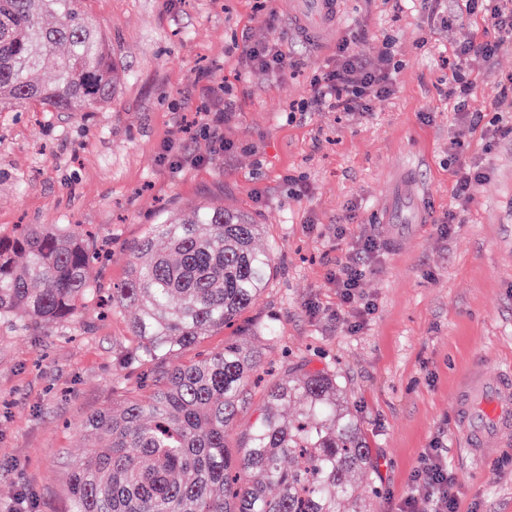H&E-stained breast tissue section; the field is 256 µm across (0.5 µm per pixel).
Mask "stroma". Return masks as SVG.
<instances>
[{
    "mask_svg": "<svg viewBox=\"0 0 512 512\" xmlns=\"http://www.w3.org/2000/svg\"><path fill=\"white\" fill-rule=\"evenodd\" d=\"M112 45L121 80L99 112H0V235L18 224H79L107 241L90 278L123 282L128 246L169 212L201 201L262 224L275 262L258 305L176 363L236 341L263 362L251 406L225 433L229 451L265 387L298 363L336 374L375 461L373 512L422 499L412 477L427 448H443L460 512H512V430L471 469L456 447L455 398L479 361L512 362V138L461 122L448 98L454 47L482 35L483 14L448 31L417 0H341L334 40L295 32L288 0H86ZM277 10L268 28L264 15ZM366 57L392 42L401 63L390 95L367 112L299 111L336 43ZM277 41L295 64L250 67L244 42ZM468 109L512 124V44L494 67L466 71ZM231 98L225 151L199 132ZM187 156L172 169V153ZM202 164H192L195 156ZM487 172L471 200L453 196L459 166ZM454 226H447V218ZM379 248L346 305L332 278L364 239ZM129 311L80 304L73 322L19 333L0 325V512H68V474L92 449L85 420L140 388ZM272 326L276 337H261Z\"/></svg>",
    "mask_w": 512,
    "mask_h": 512,
    "instance_id": "35a3bbf8",
    "label": "stroma"
}]
</instances>
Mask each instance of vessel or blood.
Here are the masks:
<instances>
[{"mask_svg": "<svg viewBox=\"0 0 512 512\" xmlns=\"http://www.w3.org/2000/svg\"><path fill=\"white\" fill-rule=\"evenodd\" d=\"M296 32L314 44L329 39L338 22V0H292ZM456 444L473 459H481L491 438L512 430V363L487 373L471 369L456 399Z\"/></svg>", "mask_w": 512, "mask_h": 512, "instance_id": "obj_1", "label": "vessel or blood"}]
</instances>
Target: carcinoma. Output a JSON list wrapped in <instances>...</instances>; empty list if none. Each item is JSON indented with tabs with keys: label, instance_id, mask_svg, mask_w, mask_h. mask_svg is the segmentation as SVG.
<instances>
[{
	"label": "carcinoma",
	"instance_id": "carcinoma-1",
	"mask_svg": "<svg viewBox=\"0 0 512 512\" xmlns=\"http://www.w3.org/2000/svg\"><path fill=\"white\" fill-rule=\"evenodd\" d=\"M120 74L82 0H0V110L37 103L99 112ZM247 214L203 203L172 212L128 246L126 279L107 296L134 309L136 359L154 365L252 310L273 271ZM103 245L59 224L0 235V322L27 332L74 316L100 289ZM258 351L228 342L149 376L83 426L96 451L72 468L70 512H371L374 467L336 375L305 365L269 386L234 458L224 434L250 403Z\"/></svg>",
	"mask_w": 512,
	"mask_h": 512
}]
</instances>
